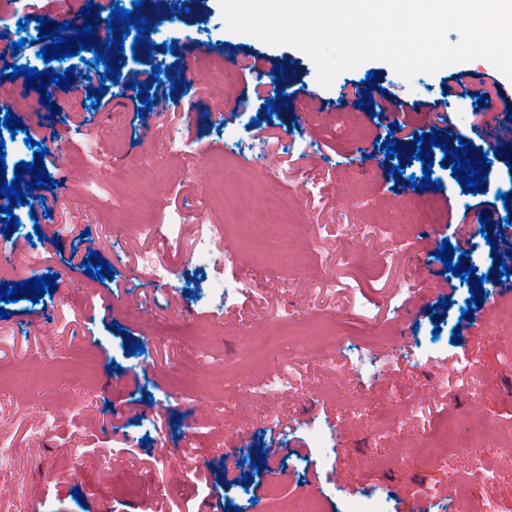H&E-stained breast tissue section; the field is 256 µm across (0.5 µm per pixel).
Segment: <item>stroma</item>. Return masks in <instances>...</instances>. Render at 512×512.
Returning <instances> with one entry per match:
<instances>
[{"mask_svg":"<svg viewBox=\"0 0 512 512\" xmlns=\"http://www.w3.org/2000/svg\"><path fill=\"white\" fill-rule=\"evenodd\" d=\"M114 3L0 0V50L19 19L80 27L87 5L99 15L95 36L105 35ZM158 18L175 21L173 33L125 49L112 78L43 93L21 78L22 94L0 103L60 146L42 204L27 191L14 208L42 241L0 233V252L41 254L0 283L56 282L38 302L0 301V512H286L310 493L322 512H343L369 490L386 497V512H512V468L500 458L512 447V322L490 312L485 293L470 307L475 330L456 335L458 301L473 285L458 281L447 299L436 257L443 241L469 238L477 273H493L487 241L512 220L496 199L512 183V79L484 58L409 79L368 60L326 88L298 48L230 31L220 0H162ZM249 54L262 57L259 76L238 65ZM227 55L237 63L226 78L214 64ZM155 66L160 84L143 88L152 103L133 112L120 78ZM460 71L499 87L492 104L460 95ZM259 77L284 100L273 114L247 95ZM346 84L358 93L342 94ZM100 86L103 108L93 104ZM378 89L406 105L403 123L422 135L482 153L488 128L503 134L507 154L476 192L447 172L432 197L437 223L401 221L420 165L387 155L395 119L369 107ZM435 100L445 119L427 110ZM183 135L196 149L172 157L168 142ZM274 201L290 222L270 231ZM143 224L173 225L178 246L140 235ZM211 224L227 226L237 264L191 263ZM92 251L104 279L84 272ZM148 254L173 268L168 285L142 278ZM235 276L250 286L233 303L201 304L213 280ZM163 323L176 326L174 340L156 341ZM431 334L435 350L406 353L410 338ZM286 365L288 387L269 388ZM186 404L200 434L183 423ZM450 420L463 442L432 463L424 443ZM480 425L491 434L469 437ZM242 471L247 481L236 482Z\"/></svg>","mask_w":512,"mask_h":512,"instance_id":"stroma-1","label":"stroma"}]
</instances>
